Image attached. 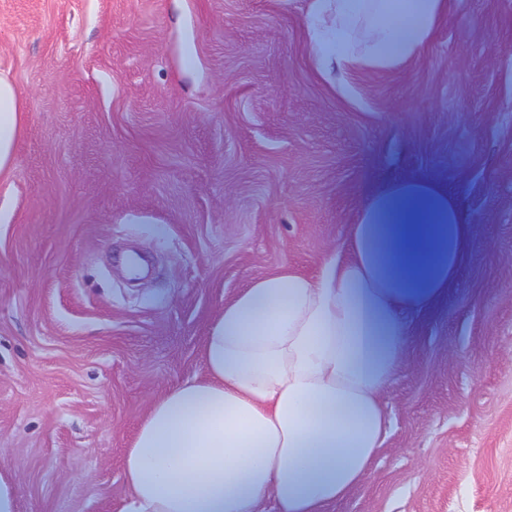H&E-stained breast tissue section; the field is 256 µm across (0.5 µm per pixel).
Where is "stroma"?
Listing matches in <instances>:
<instances>
[{
	"label": "stroma",
	"mask_w": 512,
	"mask_h": 512,
	"mask_svg": "<svg viewBox=\"0 0 512 512\" xmlns=\"http://www.w3.org/2000/svg\"><path fill=\"white\" fill-rule=\"evenodd\" d=\"M315 0H0L26 104L0 180V463L16 512H119L150 404L203 379L254 279L341 254L380 184L432 175L477 246L404 316L370 476L330 512H512V0H448L417 56L350 67ZM151 261L131 281L129 251Z\"/></svg>",
	"instance_id": "obj_1"
}]
</instances>
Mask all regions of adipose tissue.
Listing matches in <instances>:
<instances>
[{
  "instance_id": "1",
  "label": "adipose tissue",
  "mask_w": 512,
  "mask_h": 512,
  "mask_svg": "<svg viewBox=\"0 0 512 512\" xmlns=\"http://www.w3.org/2000/svg\"><path fill=\"white\" fill-rule=\"evenodd\" d=\"M448 0H323L316 27L364 35L358 64L417 55ZM25 103L0 77V177ZM476 244L453 192L429 177L376 188L343 258L317 276L282 267L233 299L206 338L204 379L150 406L124 456L120 512H328L370 474L385 434L382 395L402 353L373 306L425 310L445 298Z\"/></svg>"
}]
</instances>
